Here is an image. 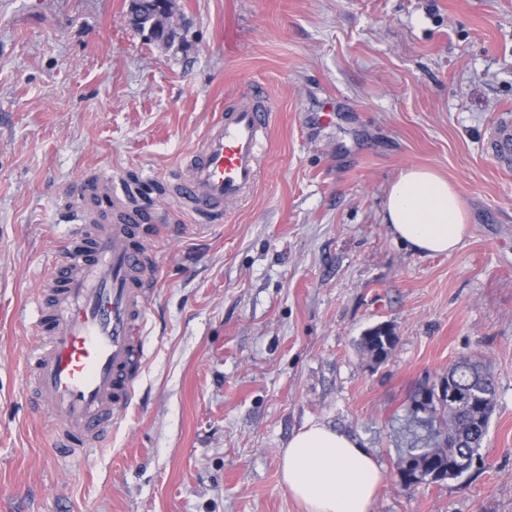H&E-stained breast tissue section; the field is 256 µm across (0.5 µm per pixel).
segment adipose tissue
<instances>
[{
  "label": "adipose tissue",
  "mask_w": 512,
  "mask_h": 512,
  "mask_svg": "<svg viewBox=\"0 0 512 512\" xmlns=\"http://www.w3.org/2000/svg\"><path fill=\"white\" fill-rule=\"evenodd\" d=\"M384 222L414 252L453 254L463 241L466 214L448 181L422 168L403 171L390 186ZM281 482L306 512H372L383 479L369 449L350 435L312 423L280 452Z\"/></svg>",
  "instance_id": "1"
}]
</instances>
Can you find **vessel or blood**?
<instances>
[{"label": "vessel or blood", "mask_w": 512, "mask_h": 512, "mask_svg": "<svg viewBox=\"0 0 512 512\" xmlns=\"http://www.w3.org/2000/svg\"><path fill=\"white\" fill-rule=\"evenodd\" d=\"M254 91L225 113L188 157L173 185L177 204L219 222L224 205L256 186L273 125ZM492 157L512 166V121L488 137ZM75 226L47 274L41 295L40 348L29 356L27 402L57 421L51 446L66 458L106 447L134 393L146 357L141 328L155 281L146 249V216L121 181L94 176L77 185Z\"/></svg>", "instance_id": "1"}]
</instances>
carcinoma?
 <instances>
[{"mask_svg": "<svg viewBox=\"0 0 512 512\" xmlns=\"http://www.w3.org/2000/svg\"><path fill=\"white\" fill-rule=\"evenodd\" d=\"M155 41L171 45L177 37L172 19L162 29L150 34ZM393 328L378 325L361 338L362 350L376 363H383L397 343ZM464 391L468 400L461 403L448 397L450 386ZM496 389L492 374L479 361L464 359L448 367V378L437 385L424 381L410 396L409 411L413 416L425 415L432 432L421 448H410L397 459L396 467L408 464L400 478L409 490L419 485L457 479L479 460L494 412Z\"/></svg>", "mask_w": 512, "mask_h": 512, "instance_id": "carcinoma-1", "label": "carcinoma"}]
</instances>
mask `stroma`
<instances>
[{
	"mask_svg": "<svg viewBox=\"0 0 512 512\" xmlns=\"http://www.w3.org/2000/svg\"><path fill=\"white\" fill-rule=\"evenodd\" d=\"M177 2L163 46L129 0H0V512H304L279 452L310 422L374 453L373 512H512V170L487 149L512 114V0ZM255 86L274 109L258 186L196 220L172 177ZM409 167L464 202L452 255L383 222ZM90 174L164 218L131 404L110 445L59 460L27 359L63 191ZM381 324L379 364L359 342ZM465 357L497 389L482 461L403 490L408 399ZM397 336L388 325H378L365 332L361 338L362 350L376 363H383L397 343Z\"/></svg>",
	"mask_w": 512,
	"mask_h": 512,
	"instance_id": "stroma-1",
	"label": "stroma"
}]
</instances>
